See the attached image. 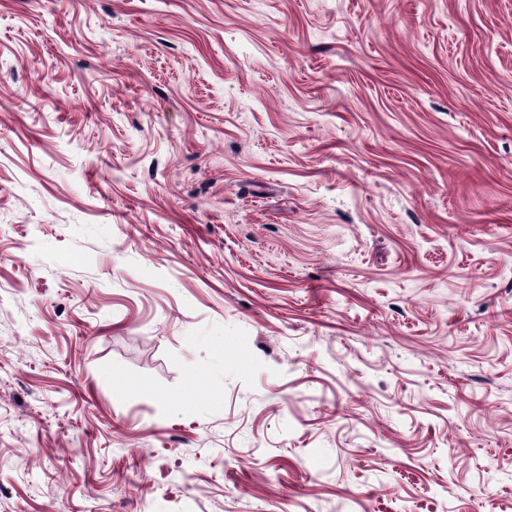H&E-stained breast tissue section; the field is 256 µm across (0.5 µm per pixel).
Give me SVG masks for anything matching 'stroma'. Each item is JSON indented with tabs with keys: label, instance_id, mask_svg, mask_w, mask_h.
Instances as JSON below:
<instances>
[{
	"label": "stroma",
	"instance_id": "obj_1",
	"mask_svg": "<svg viewBox=\"0 0 512 512\" xmlns=\"http://www.w3.org/2000/svg\"><path fill=\"white\" fill-rule=\"evenodd\" d=\"M0 512H512V0H0Z\"/></svg>",
	"mask_w": 512,
	"mask_h": 512
}]
</instances>
